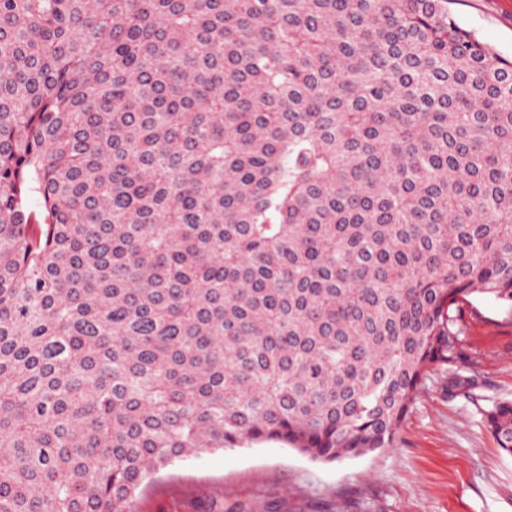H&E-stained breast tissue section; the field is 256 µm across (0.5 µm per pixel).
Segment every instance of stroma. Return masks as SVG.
I'll list each match as a JSON object with an SVG mask.
<instances>
[{"label": "stroma", "mask_w": 512, "mask_h": 512, "mask_svg": "<svg viewBox=\"0 0 512 512\" xmlns=\"http://www.w3.org/2000/svg\"><path fill=\"white\" fill-rule=\"evenodd\" d=\"M466 28L512 56V0H453ZM464 360L430 373L393 447L330 464L276 442L175 462L133 512H512V455L485 414L512 401V308L473 294L450 309Z\"/></svg>", "instance_id": "obj_1"}]
</instances>
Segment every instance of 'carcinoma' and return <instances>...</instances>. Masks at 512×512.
<instances>
[{
  "label": "carcinoma",
  "mask_w": 512,
  "mask_h": 512,
  "mask_svg": "<svg viewBox=\"0 0 512 512\" xmlns=\"http://www.w3.org/2000/svg\"><path fill=\"white\" fill-rule=\"evenodd\" d=\"M448 3L0 0V512L394 443L512 308V58Z\"/></svg>",
  "instance_id": "cac0c4a2"
}]
</instances>
